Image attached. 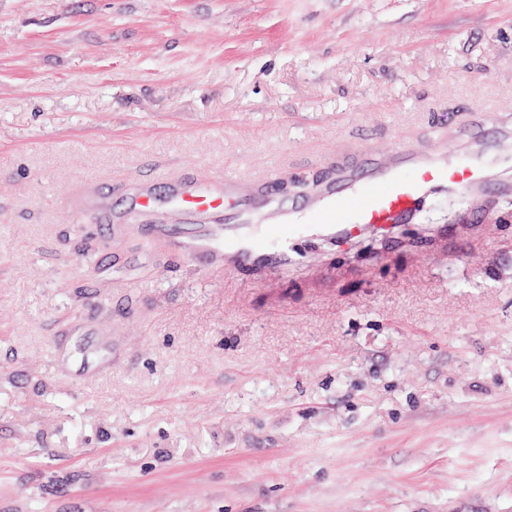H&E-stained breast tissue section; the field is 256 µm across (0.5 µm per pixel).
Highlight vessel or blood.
Wrapping results in <instances>:
<instances>
[{"instance_id": "obj_1", "label": "vessel or blood", "mask_w": 512, "mask_h": 512, "mask_svg": "<svg viewBox=\"0 0 512 512\" xmlns=\"http://www.w3.org/2000/svg\"><path fill=\"white\" fill-rule=\"evenodd\" d=\"M512 150L498 138L483 140L471 153L450 157L427 144L395 145L389 160L363 155L354 165H338L315 195L299 199L277 192L279 173L246 185L235 176L207 185L177 187L166 199L137 192L131 218L162 214L144 231V244L164 241L185 258L205 257L231 269L263 277L288 272L302 259L304 240L350 245L376 233L397 234L417 221L425 203L491 182Z\"/></svg>"}]
</instances>
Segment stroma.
Masks as SVG:
<instances>
[{
  "label": "stroma",
  "instance_id": "obj_1",
  "mask_svg": "<svg viewBox=\"0 0 512 512\" xmlns=\"http://www.w3.org/2000/svg\"><path fill=\"white\" fill-rule=\"evenodd\" d=\"M476 103L512 138V0H0V512H512L504 193L284 278L112 229L136 185L455 155Z\"/></svg>",
  "mask_w": 512,
  "mask_h": 512
}]
</instances>
